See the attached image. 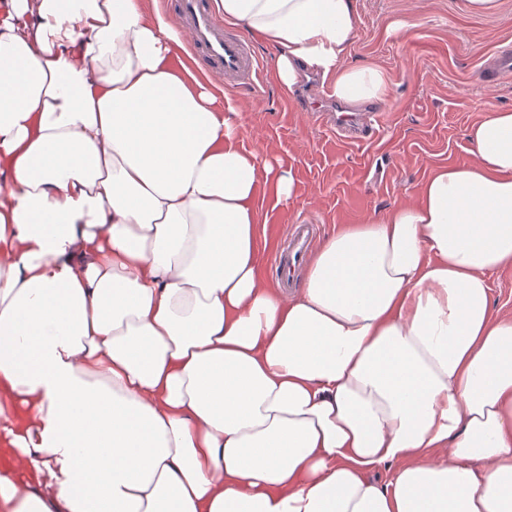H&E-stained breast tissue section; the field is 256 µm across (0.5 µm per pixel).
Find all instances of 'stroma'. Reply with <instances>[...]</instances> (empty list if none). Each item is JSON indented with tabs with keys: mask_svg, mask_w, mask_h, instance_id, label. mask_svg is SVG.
<instances>
[{
	"mask_svg": "<svg viewBox=\"0 0 512 512\" xmlns=\"http://www.w3.org/2000/svg\"><path fill=\"white\" fill-rule=\"evenodd\" d=\"M356 8L350 61L377 63L390 78L385 101L355 106L386 115L383 130L368 140L338 141L309 120L307 99L330 87L316 74L292 93L268 70L249 85L210 75L219 100L243 106V146L284 158L298 187L288 205L270 196L262 202V272L272 284L279 281L272 258L292 225H315L321 242L339 225L362 224L416 200L436 168L472 161L467 130L485 110L512 109V76L489 68L499 51L512 52V0H498L497 11L482 16L470 14L465 0H356ZM408 20L414 28L396 31Z\"/></svg>",
	"mask_w": 512,
	"mask_h": 512,
	"instance_id": "1",
	"label": "stroma"
}]
</instances>
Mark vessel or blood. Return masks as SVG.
I'll list each match as a JSON object with an SVG mask.
<instances>
[{
  "label": "vessel or blood",
  "mask_w": 512,
  "mask_h": 512,
  "mask_svg": "<svg viewBox=\"0 0 512 512\" xmlns=\"http://www.w3.org/2000/svg\"><path fill=\"white\" fill-rule=\"evenodd\" d=\"M175 10L185 26L191 49L204 63L223 74L225 80H253L263 70V62L250 51L239 36L225 32L221 20L208 0H174ZM317 121L341 141L351 142L372 134L381 122L378 112H325L320 106L311 109ZM308 225H298L286 249L275 257L281 277H290L307 249Z\"/></svg>",
  "instance_id": "obj_1"
}]
</instances>
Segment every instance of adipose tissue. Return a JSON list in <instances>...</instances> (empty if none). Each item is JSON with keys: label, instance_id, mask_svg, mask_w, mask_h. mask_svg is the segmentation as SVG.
<instances>
[{"label": "adipose tissue", "instance_id": "obj_1", "mask_svg": "<svg viewBox=\"0 0 512 512\" xmlns=\"http://www.w3.org/2000/svg\"><path fill=\"white\" fill-rule=\"evenodd\" d=\"M217 6L285 88L387 98L355 0ZM182 48L142 0L0 13V512H512V110L288 293L259 201L292 175ZM489 281L494 311L500 315H512V269L494 271Z\"/></svg>", "mask_w": 512, "mask_h": 512}]
</instances>
